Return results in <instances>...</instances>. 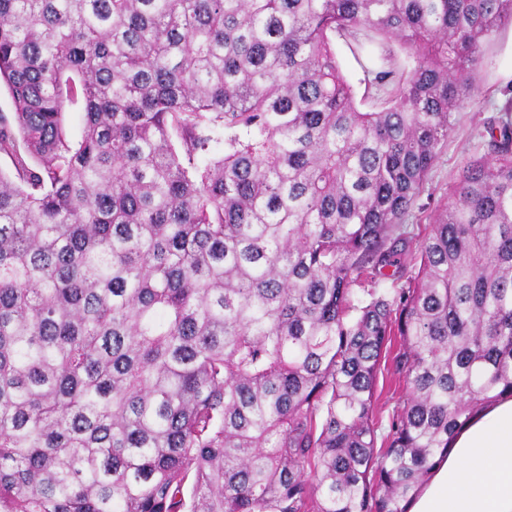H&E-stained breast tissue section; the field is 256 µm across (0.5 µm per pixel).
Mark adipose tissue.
Masks as SVG:
<instances>
[{"label": "adipose tissue", "mask_w": 512, "mask_h": 512, "mask_svg": "<svg viewBox=\"0 0 512 512\" xmlns=\"http://www.w3.org/2000/svg\"><path fill=\"white\" fill-rule=\"evenodd\" d=\"M406 512H512V393L475 404Z\"/></svg>", "instance_id": "1"}]
</instances>
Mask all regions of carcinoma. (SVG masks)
Segmentation results:
<instances>
[{"mask_svg": "<svg viewBox=\"0 0 512 512\" xmlns=\"http://www.w3.org/2000/svg\"><path fill=\"white\" fill-rule=\"evenodd\" d=\"M509 24L512 0H0V512H406L512 391V118L409 228ZM331 42L336 53V59L340 65L343 75L352 84L357 102H359L365 91V84L363 82V73L353 58L344 39L337 34L331 35ZM405 393L402 384L401 387L397 388V391L394 392V383L390 389L388 378L386 380V373L383 372V375L379 374L376 395L378 396V409H380L384 426L387 427L389 414L395 404L405 398Z\"/></svg>", "mask_w": 512, "mask_h": 512, "instance_id": "1", "label": "carcinoma"}]
</instances>
